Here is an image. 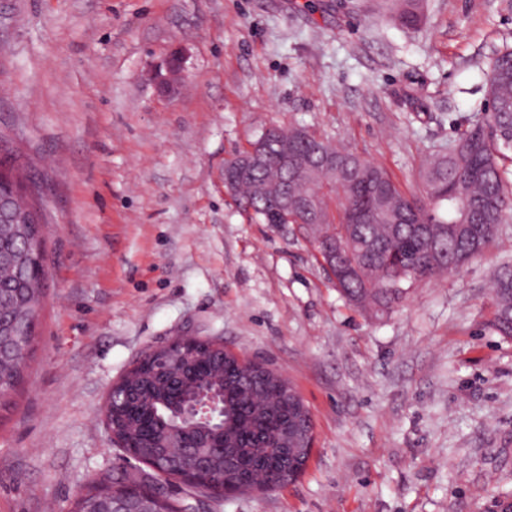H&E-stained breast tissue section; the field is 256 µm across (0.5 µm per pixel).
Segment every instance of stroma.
I'll use <instances>...</instances> for the list:
<instances>
[{
  "label": "stroma",
  "instance_id": "obj_1",
  "mask_svg": "<svg viewBox=\"0 0 512 512\" xmlns=\"http://www.w3.org/2000/svg\"><path fill=\"white\" fill-rule=\"evenodd\" d=\"M0 0V137L40 187L44 307L0 408V512H71L105 474L147 472L101 409L145 352L209 336L283 375L314 444L292 482L185 512H489L512 497V338L489 328L512 223L384 315L340 296L312 237L258 224L224 163L304 128L419 187L488 106L512 0ZM177 95L156 75L172 52ZM420 2L419 0H396L393 18L405 27H418L421 22Z\"/></svg>",
  "mask_w": 512,
  "mask_h": 512
}]
</instances>
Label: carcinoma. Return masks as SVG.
Masks as SVG:
<instances>
[{"label": "carcinoma", "mask_w": 512, "mask_h": 512, "mask_svg": "<svg viewBox=\"0 0 512 512\" xmlns=\"http://www.w3.org/2000/svg\"><path fill=\"white\" fill-rule=\"evenodd\" d=\"M393 18L409 28L421 22L420 0H395ZM492 110L478 114L448 150L430 157L423 166L417 193L403 191L383 167L364 160L302 128L279 130L264 149L263 160L237 180L233 197L262 224L277 223L259 188L274 182L288 199L302 205L297 214L311 233L318 251L336 244L345 267L335 274L336 286L353 305L370 306L385 313L403 298L405 288L423 279L462 268L473 258L467 230L492 227L483 245L490 246L512 221L508 186L512 169L504 164L512 149V49L499 52L487 74ZM303 168L293 175L281 157V143ZM352 210L368 218L346 224ZM21 261L0 268V320L15 331L23 358L0 368V401L23 383L25 359L37 335L38 323L30 314L41 310L40 288L13 293V270H31L32 261L17 243ZM496 309L489 326L512 337V264L502 265L495 279ZM209 358L191 365L199 381L224 389V426L210 429L196 422L171 419V409L183 393L158 377L132 373L116 400L115 424L128 433L127 443L139 456L166 463L170 477L178 478L177 460L169 448L171 438L197 444L209 471L196 478L216 480L233 496L266 486L269 476L288 467V456L303 443L284 442L283 435L299 419L300 404L276 393L275 378L246 370L227 359ZM125 494L146 493L150 485L135 478H106L93 482L88 497L76 505L85 512L88 498L107 494L106 486Z\"/></svg>", "instance_id": "obj_1"}]
</instances>
